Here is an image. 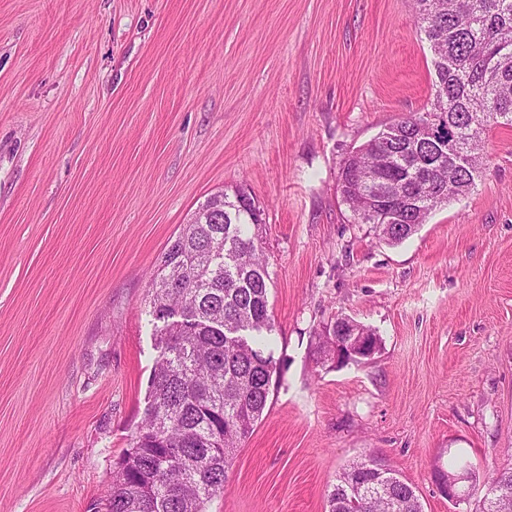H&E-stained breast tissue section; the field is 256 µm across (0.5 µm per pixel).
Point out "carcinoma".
Listing matches in <instances>:
<instances>
[{
	"label": "carcinoma",
	"instance_id": "cac0c4a2",
	"mask_svg": "<svg viewBox=\"0 0 512 512\" xmlns=\"http://www.w3.org/2000/svg\"><path fill=\"white\" fill-rule=\"evenodd\" d=\"M412 21L433 52L430 109L387 126L345 160L338 181L354 220L397 245L436 209L470 190L468 168L483 165L487 127L512 124V0H412ZM447 116L466 141L465 161L425 131ZM217 224H186L149 276V314L158 356L144 418L114 465L107 512H204L224 490L233 456L261 420L277 365L267 350L274 319L260 210L238 190L224 195ZM179 308L184 319L165 321ZM375 335L341 317L319 337L322 362L348 349L352 333ZM390 493L363 498L356 483ZM512 499V466L487 482L479 512ZM328 512H423L412 484L366 455L327 490Z\"/></svg>",
	"mask_w": 512,
	"mask_h": 512
}]
</instances>
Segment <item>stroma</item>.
I'll use <instances>...</instances> for the list:
<instances>
[{"instance_id": "obj_1", "label": "stroma", "mask_w": 512, "mask_h": 512, "mask_svg": "<svg viewBox=\"0 0 512 512\" xmlns=\"http://www.w3.org/2000/svg\"><path fill=\"white\" fill-rule=\"evenodd\" d=\"M411 0H0V512H103L158 355L151 272L211 196L264 212L277 375L206 512H326L374 453L423 512L512 463V126L391 246L337 189L430 107ZM372 359L317 360L324 327ZM464 455L467 500L438 473ZM350 319L341 317L337 318L336 322L333 325L332 330L329 328L326 329L325 334L323 336H318L319 338V346L318 353L320 355V360L322 363L328 362L329 358L336 355V352H344L346 353L348 346L347 343L353 334H365V336H375L379 343L380 338L375 333V330L367 327L359 322L354 327L349 326ZM365 336H356L353 342V349L355 353L358 354L359 357H366L367 359H371L373 355L378 352V347L376 344L373 346H367L365 349L366 353L363 355L357 352L358 349L362 348L364 343Z\"/></svg>"}]
</instances>
